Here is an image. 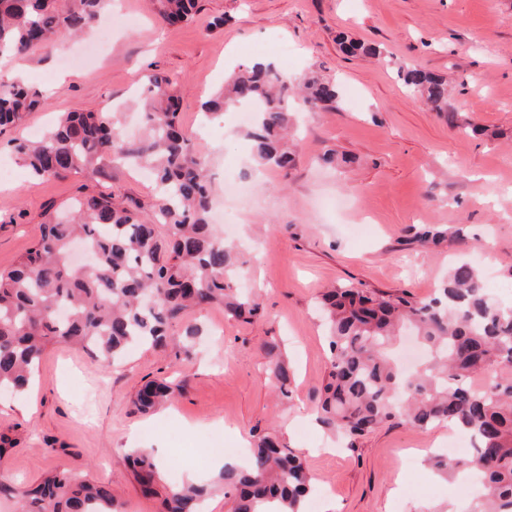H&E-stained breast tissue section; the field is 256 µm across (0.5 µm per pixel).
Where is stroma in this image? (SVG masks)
I'll list each match as a JSON object with an SVG mask.
<instances>
[{
  "instance_id": "35a3bbf8",
  "label": "stroma",
  "mask_w": 512,
  "mask_h": 512,
  "mask_svg": "<svg viewBox=\"0 0 512 512\" xmlns=\"http://www.w3.org/2000/svg\"><path fill=\"white\" fill-rule=\"evenodd\" d=\"M121 2L136 24L115 30L110 55L90 67L62 63L64 41L0 62L53 92L48 107L0 132V161L14 171L0 181V271L31 247L49 207L102 191L152 207L153 185L130 167L112 165L95 179H35L10 142L45 130L60 113L114 104L132 114L121 124L124 136H141L140 90L159 70L176 83L181 126L208 161L214 200L234 226L263 312L248 323L219 307L189 313L186 323L202 331L194 344L177 329L167 350L143 347L109 367L63 343L49 348L23 399L0 397V433L21 440L0 460V473L29 484L54 469L84 472L110 483L124 512H157V500L143 497L129 472L131 449H153L167 481L193 472L204 482L216 467L194 460L210 456V430H223L225 447L238 448L254 429L272 426L335 512H439L460 496L457 483L433 477L425 463L447 448L446 427L387 424L351 448L316 423L328 370L316 298L345 282L422 299L469 257L494 282V296L512 304V0H199L195 16L175 25L154 0ZM341 33L379 44L382 56H346ZM259 57L341 88L336 103L295 112L296 161L287 171L251 168L235 110L206 120V135L197 131L202 102L234 66ZM402 64L446 78L460 118L495 138L449 127L398 78ZM331 150L349 165L323 167ZM230 171L242 178L240 195L225 193ZM420 224L460 226L465 237L431 251L407 246L409 229ZM273 340L284 342L295 370L286 404L267 371L263 345ZM154 378L176 392L162 410L138 412L132 398Z\"/></svg>"
}]
</instances>
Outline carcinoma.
I'll use <instances>...</instances> for the list:
<instances>
[{
  "label": "carcinoma",
  "mask_w": 512,
  "mask_h": 512,
  "mask_svg": "<svg viewBox=\"0 0 512 512\" xmlns=\"http://www.w3.org/2000/svg\"><path fill=\"white\" fill-rule=\"evenodd\" d=\"M111 0H0V55L51 48L60 36H80ZM197 0H158L164 22L191 20ZM346 53L378 57L379 47L342 42ZM398 76L448 124L480 135L448 104V82L402 66ZM145 134L124 138L114 112H66L41 138L11 141L17 160L41 179L82 175L93 179L114 163L151 169L157 189L152 216L110 194H83L45 211L40 235L7 271L0 272V391L23 392L49 346L67 343L100 366L122 359L130 347L164 345L169 330L190 309L220 306L250 320L263 310L259 296L243 292L235 277L240 254L208 221L212 208L207 162L179 128L173 81L147 77ZM339 92L316 74L287 82L272 63L242 64L204 105L211 115L238 104L257 106L246 136L255 162L288 169L284 148L299 103L335 101ZM43 96L20 82H0V127L18 126ZM164 232H159V229ZM82 241L94 257L85 270L69 250ZM448 241L436 227L415 230L406 244L431 249ZM329 348L317 420L355 441L394 423L420 430L446 425L472 439L464 456L432 454L427 466L447 481L476 486L467 512H512V306L484 288L480 268L461 260L433 295L416 299L340 283L319 300ZM269 377L281 399L290 397L293 371L279 346L267 348ZM481 383H475V380ZM172 394L164 379L148 381L134 405L155 409ZM132 477L145 496L161 497L162 512H199L212 492L233 493L230 512H303L314 477L273 432L257 435L249 465H226L208 483H162L150 448L129 455ZM18 512H122L112 488L83 473L58 471L18 489L0 475V500Z\"/></svg>",
  "instance_id": "1"
}]
</instances>
